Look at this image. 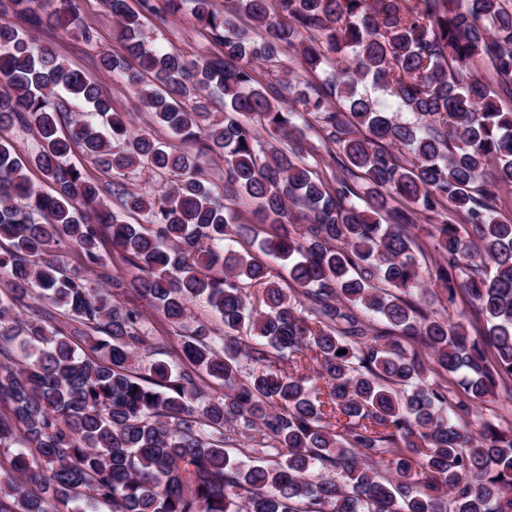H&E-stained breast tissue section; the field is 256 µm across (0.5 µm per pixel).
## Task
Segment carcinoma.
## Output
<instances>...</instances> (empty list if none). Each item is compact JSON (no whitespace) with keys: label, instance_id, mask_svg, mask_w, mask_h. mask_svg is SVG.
Instances as JSON below:
<instances>
[{"label":"carcinoma","instance_id":"1","mask_svg":"<svg viewBox=\"0 0 512 512\" xmlns=\"http://www.w3.org/2000/svg\"><path fill=\"white\" fill-rule=\"evenodd\" d=\"M106 2L138 67L104 52L101 71L198 150L133 134L93 80L0 17V125L42 142L28 164L0 141V449L19 474L0 481V512H512V427L483 410L512 394V223L495 216L512 184V109L496 100L512 94V0H229L222 12L165 0L217 48L193 57L145 47L157 0ZM9 3L35 30L97 41L79 0ZM287 51L302 71L282 63ZM479 60L497 87L471 71ZM257 61L273 80L257 79ZM319 69L320 84L304 79ZM368 84L398 111L359 91ZM64 93L107 131L74 116L61 133ZM305 113L323 155L295 122ZM75 149L119 191L144 167L173 187L123 191L144 217L129 224L67 164ZM211 152L224 157L222 195L200 164ZM241 192L257 202L251 225L233 208ZM251 231L271 262L229 246ZM106 233L129 272L108 269ZM60 247L106 287L68 272ZM427 279L469 311L422 305ZM129 288L183 331L143 372ZM200 298L224 342L187 325ZM199 373L223 391L201 390ZM241 439V453L279 461L245 466L226 451Z\"/></svg>","mask_w":512,"mask_h":512}]
</instances>
